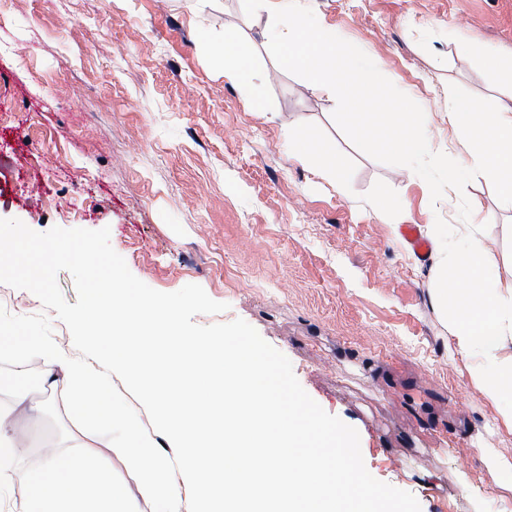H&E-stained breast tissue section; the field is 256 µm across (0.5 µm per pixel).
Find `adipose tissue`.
Wrapping results in <instances>:
<instances>
[{"label": "adipose tissue", "mask_w": 512, "mask_h": 512, "mask_svg": "<svg viewBox=\"0 0 512 512\" xmlns=\"http://www.w3.org/2000/svg\"><path fill=\"white\" fill-rule=\"evenodd\" d=\"M448 123L470 171L491 179L512 202V108L477 111L473 102L448 96ZM491 222L463 224L456 232L433 224L431 300L448 313L455 351L473 359L471 375L488 399L512 401V279L492 277L498 258L489 245Z\"/></svg>", "instance_id": "obj_1"}]
</instances>
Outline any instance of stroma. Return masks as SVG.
<instances>
[{
    "instance_id": "1",
    "label": "stroma",
    "mask_w": 512,
    "mask_h": 512,
    "mask_svg": "<svg viewBox=\"0 0 512 512\" xmlns=\"http://www.w3.org/2000/svg\"><path fill=\"white\" fill-rule=\"evenodd\" d=\"M319 25L365 47L430 112L436 151L457 157L449 93L491 112L503 97L483 57L512 58V0H298ZM266 11L242 0H0V218L30 229L109 228L149 287L188 284L282 352L304 390L355 428L368 472L412 493L421 512H512V482L480 451L512 463L503 404L485 399L430 300L428 266L404 224L489 217L512 277V205L477 176L430 203L409 168L360 152L268 51ZM251 43L263 95L225 80L224 37ZM476 47L459 55L458 42ZM307 129L345 162L343 183L289 152ZM22 459L58 448L39 413L16 416Z\"/></svg>"
}]
</instances>
